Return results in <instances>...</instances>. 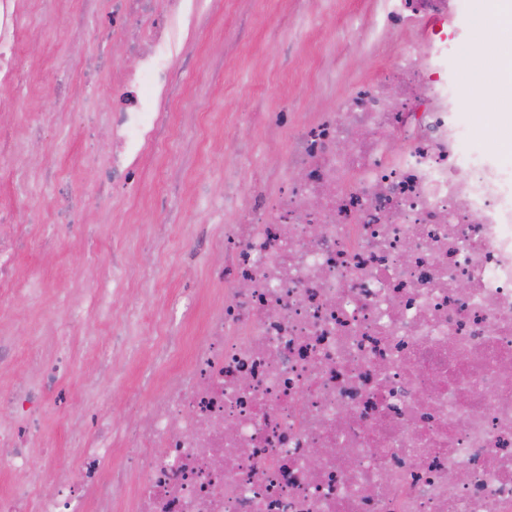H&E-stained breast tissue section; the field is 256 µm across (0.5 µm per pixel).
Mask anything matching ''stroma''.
I'll list each match as a JSON object with an SVG mask.
<instances>
[{
	"label": "stroma",
	"instance_id": "1",
	"mask_svg": "<svg viewBox=\"0 0 512 512\" xmlns=\"http://www.w3.org/2000/svg\"><path fill=\"white\" fill-rule=\"evenodd\" d=\"M387 7L386 0H224L182 64L180 99L167 117L176 134L146 149L139 185L108 196L99 195L95 172L80 160L78 126H60L59 115L115 106L111 76L92 85L81 80L91 57L135 64L120 43L78 34L98 26L111 0H99L94 15L86 13L84 0H58L51 18L33 8L36 50L21 56L24 82L0 87V114L11 115L18 100L40 113L41 152L18 154L16 161L66 172V200L81 210L85 225L77 235L57 228L50 254L21 255L22 269H41L45 286L38 297H16L0 316L13 333L0 392L31 376L33 358L51 363L35 333L51 322L67 327V293L85 290L84 324L62 338L71 368L46 379L55 394L42 412L41 431L55 445L59 469L78 466L80 433L90 415L116 433L132 427L143 411L132 403L142 375L162 380L187 366L185 349L158 357V327L168 324L192 342L205 335L214 291L224 285V226L212 200L223 196L230 173L249 183L282 164L292 132L269 139L268 113L325 111L396 62L405 32L366 37ZM159 194L166 209L154 205ZM104 269L112 270L119 290L106 311L94 294Z\"/></svg>",
	"mask_w": 512,
	"mask_h": 512
}]
</instances>
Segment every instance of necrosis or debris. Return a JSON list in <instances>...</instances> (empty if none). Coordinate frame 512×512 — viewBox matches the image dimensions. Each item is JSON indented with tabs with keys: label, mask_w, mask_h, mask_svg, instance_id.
I'll return each instance as SVG.
<instances>
[{
	"label": "necrosis or debris",
	"mask_w": 512,
	"mask_h": 512,
	"mask_svg": "<svg viewBox=\"0 0 512 512\" xmlns=\"http://www.w3.org/2000/svg\"><path fill=\"white\" fill-rule=\"evenodd\" d=\"M29 0H0V86L22 81ZM397 62L337 106L300 120L268 181L224 201V299L186 368L152 395L111 466L99 426L38 512H512V142L481 146L449 71L497 25L480 0H393ZM206 0H112V37L138 61L112 80L106 121L85 115L126 186L174 111L176 64ZM0 203V302L32 296L18 256L45 198L14 175ZM29 418L0 431V457L35 481ZM323 449L320 461L310 451ZM461 473L449 488V472Z\"/></svg>",
	"instance_id": "obj_1"
}]
</instances>
